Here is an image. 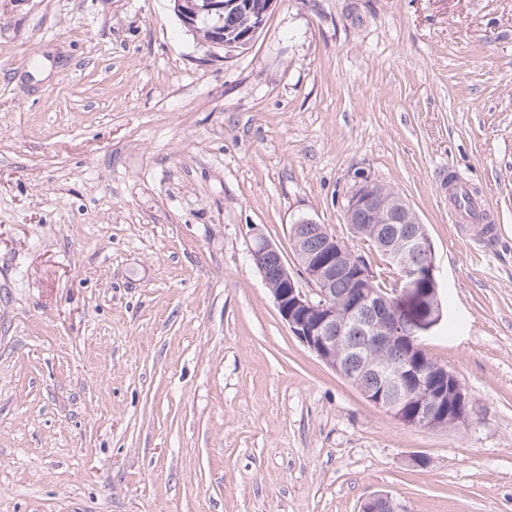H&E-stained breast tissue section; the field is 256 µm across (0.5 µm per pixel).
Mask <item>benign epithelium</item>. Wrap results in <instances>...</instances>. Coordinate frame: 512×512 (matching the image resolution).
I'll return each instance as SVG.
<instances>
[{
  "label": "benign epithelium",
  "instance_id": "7a95c632",
  "mask_svg": "<svg viewBox=\"0 0 512 512\" xmlns=\"http://www.w3.org/2000/svg\"><path fill=\"white\" fill-rule=\"evenodd\" d=\"M276 0H176L183 24L193 28L202 16L224 17L228 11L248 17L247 29L215 41L229 51L248 45L264 27ZM355 239L372 233L387 267L404 288L390 297L370 287L375 274L365 256L328 227L309 218L291 225L293 259L311 286H298L278 248L262 233L253 232L250 257L269 288L289 331L323 364L352 380L339 346L355 330L368 336L371 349H385L404 336L413 343L429 335L443 318L437 286L433 244L418 215L397 191L368 177L354 186L344 209ZM346 287H337L338 282ZM377 388L362 389L374 405L400 423L418 428H465L469 396L447 368L428 366L422 358L403 356L369 365ZM362 512H397L391 495L369 497Z\"/></svg>",
  "mask_w": 512,
  "mask_h": 512
}]
</instances>
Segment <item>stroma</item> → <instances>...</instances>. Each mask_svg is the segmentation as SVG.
<instances>
[{
	"mask_svg": "<svg viewBox=\"0 0 512 512\" xmlns=\"http://www.w3.org/2000/svg\"><path fill=\"white\" fill-rule=\"evenodd\" d=\"M497 211L458 235L439 175ZM425 224L470 424H401L282 321L250 228ZM512 512V0H277L249 50L172 0H0V512Z\"/></svg>",
	"mask_w": 512,
	"mask_h": 512,
	"instance_id": "stroma-1",
	"label": "stroma"
}]
</instances>
